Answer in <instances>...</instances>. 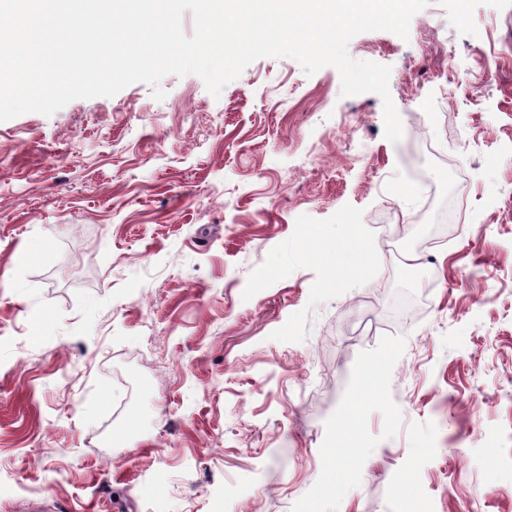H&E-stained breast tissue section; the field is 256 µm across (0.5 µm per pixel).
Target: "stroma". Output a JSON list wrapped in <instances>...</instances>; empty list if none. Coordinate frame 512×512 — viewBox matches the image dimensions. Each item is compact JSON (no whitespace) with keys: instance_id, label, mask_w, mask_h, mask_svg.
<instances>
[{"instance_id":"1","label":"stroma","mask_w":512,"mask_h":512,"mask_svg":"<svg viewBox=\"0 0 512 512\" xmlns=\"http://www.w3.org/2000/svg\"><path fill=\"white\" fill-rule=\"evenodd\" d=\"M474 18L350 41L396 144L290 58L0 122V512H512V5Z\"/></svg>"}]
</instances>
